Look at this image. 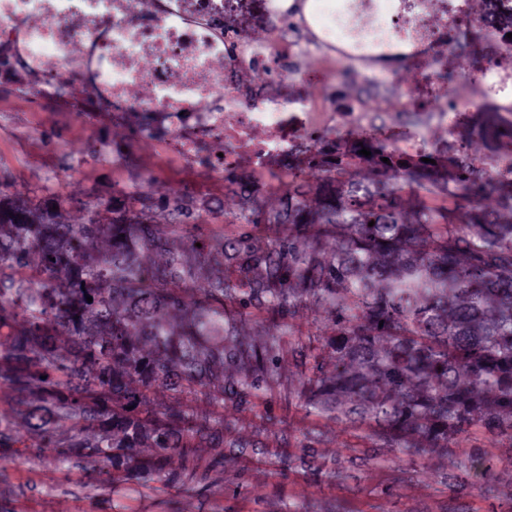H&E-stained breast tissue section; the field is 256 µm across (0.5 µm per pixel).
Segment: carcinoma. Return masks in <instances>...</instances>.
Instances as JSON below:
<instances>
[{"mask_svg": "<svg viewBox=\"0 0 512 512\" xmlns=\"http://www.w3.org/2000/svg\"><path fill=\"white\" fill-rule=\"evenodd\" d=\"M460 53L478 69L479 33L435 55L432 74L450 91L448 57ZM362 80L347 65L327 97L353 90L347 112L371 135L316 136L270 170L275 197L252 170L224 169L232 209L145 177L109 136L62 153L60 166L115 158L128 172L121 189L74 192L48 177L19 189L0 168V399L15 405L0 410V448H49L59 467L91 470L98 489L158 484L177 504L248 494L239 459L273 446L302 449L284 458L290 469L354 477L358 458L323 455L321 432L271 413L245 420L269 399L361 429L370 460L443 458L476 430L506 454L486 457L476 438L439 483L455 494L473 471L482 495L512 512V146L490 158L461 132L410 157L383 132L443 113L371 112L368 101L401 95ZM36 86L0 41V88L31 99ZM82 96L85 116L127 143L168 135L136 109L114 122L90 89ZM502 110L472 113V126L488 136ZM304 312L314 318L302 331ZM10 462L0 455V512L37 491L11 482ZM277 499V512H324Z\"/></svg>", "mask_w": 512, "mask_h": 512, "instance_id": "1", "label": "carcinoma"}]
</instances>
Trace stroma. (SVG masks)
<instances>
[{
    "label": "stroma",
    "mask_w": 512,
    "mask_h": 512,
    "mask_svg": "<svg viewBox=\"0 0 512 512\" xmlns=\"http://www.w3.org/2000/svg\"><path fill=\"white\" fill-rule=\"evenodd\" d=\"M430 56L417 51L416 60L401 65L396 76L401 91L410 93L411 109L436 112L447 108L449 99L467 100L481 105L482 99L475 91L476 84L465 58L452 57L448 65L457 70L461 79L453 97L428 99L423 94L424 76L430 70ZM341 65L318 54L301 57L297 74L270 86V94L293 95L316 104H325V90L334 83ZM101 124L72 112H53L36 105L34 101L0 94V165L18 168L21 178L33 180L54 176L57 157L100 138ZM142 167L164 176L171 189L190 180L191 171L184 157L172 152L165 142L144 140L134 146ZM288 419L295 427L317 426L327 435L324 453L349 456L352 449L361 447L356 432L347 426L325 422H312L300 412H290ZM284 449H273L269 462L252 461L248 469L253 475L252 492L246 497L214 496L205 500L188 501V512H269L268 495L280 489L294 500L315 499L323 505L341 504L347 512H452L456 503L448 497L447 489L439 484L432 471H424L417 480L403 482L399 471L408 467V460L371 462L355 471L348 482L336 483L310 480L302 472L281 474L279 466ZM15 482L36 484L34 497L21 501L18 512H103L105 499L97 491L81 489L84 480L81 472L64 473L55 466L38 462L25 456H15L11 466ZM394 487L395 495L380 501L378 493Z\"/></svg>",
    "instance_id": "1"
}]
</instances>
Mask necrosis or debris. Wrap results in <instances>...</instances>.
I'll return each mask as SVG.
<instances>
[{
	"instance_id": "1",
	"label": "necrosis or debris",
	"mask_w": 512,
	"mask_h": 512,
	"mask_svg": "<svg viewBox=\"0 0 512 512\" xmlns=\"http://www.w3.org/2000/svg\"><path fill=\"white\" fill-rule=\"evenodd\" d=\"M269 8L267 0H0V40L8 41L19 67L42 90L60 82L89 83L111 102L114 113L137 106L156 113L179 155H195L213 137L233 149L216 161L208 182L224 187V164L265 170L287 163L308 134L335 131L339 112H323L301 99L242 101L233 70L241 61L245 33ZM234 14L225 29V14ZM311 41L335 48L342 59L365 60L373 79L392 78L388 64L398 45L428 49L471 36V22L441 13L430 19L424 0H313ZM493 56L476 71L484 91L512 101V39L488 31ZM147 93L131 101V89Z\"/></svg>"
}]
</instances>
